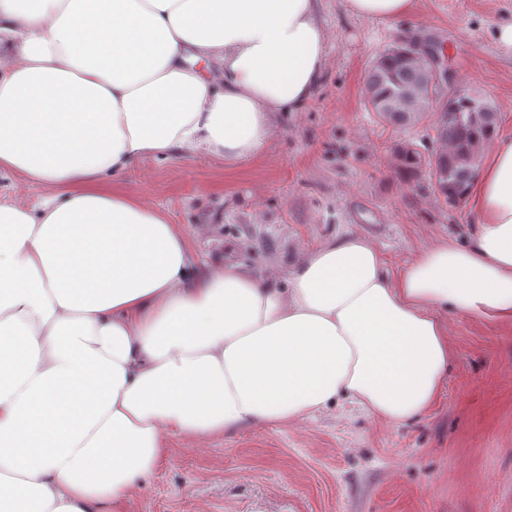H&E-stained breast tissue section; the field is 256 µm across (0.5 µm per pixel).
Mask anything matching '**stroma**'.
Listing matches in <instances>:
<instances>
[{
	"label": "stroma",
	"instance_id": "stroma-1",
	"mask_svg": "<svg viewBox=\"0 0 512 512\" xmlns=\"http://www.w3.org/2000/svg\"><path fill=\"white\" fill-rule=\"evenodd\" d=\"M327 65L317 94L275 115L267 150L229 168L206 154L141 161L125 192L194 237L202 258L243 263L286 285L301 252L346 231L365 235L398 274L426 244H464L469 206L429 178L406 184L391 147L434 148L427 124L379 125L364 106L369 68L396 38L442 44L457 90L486 97L512 140V0H411L397 19L350 15L320 0ZM455 350L443 391L419 420L393 426L351 406L295 427H248L194 444L169 439L128 512H512V324L445 313Z\"/></svg>",
	"mask_w": 512,
	"mask_h": 512
}]
</instances>
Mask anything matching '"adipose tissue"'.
Returning <instances> with one entry per match:
<instances>
[{"mask_svg":"<svg viewBox=\"0 0 512 512\" xmlns=\"http://www.w3.org/2000/svg\"><path fill=\"white\" fill-rule=\"evenodd\" d=\"M319 0H0V512H126L177 435L291 427L346 400L403 425L454 351L442 312L512 323V140L484 145L465 245L390 275L362 234L304 251L286 287L200 264L116 187L136 161L260 155L316 93ZM44 191L32 187L17 175L0 173V199H8L27 207L37 206Z\"/></svg>","mask_w":512,"mask_h":512,"instance_id":"obj_1","label":"adipose tissue"}]
</instances>
